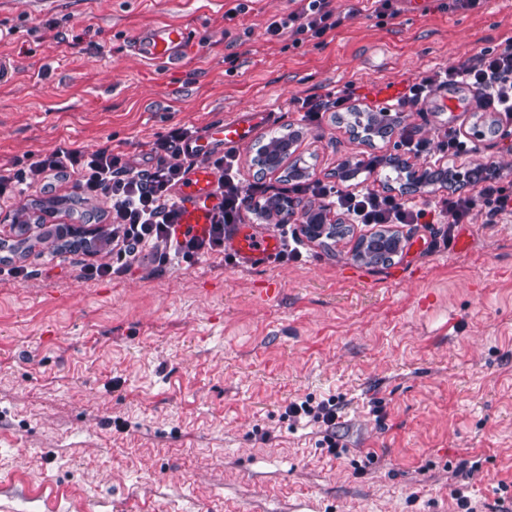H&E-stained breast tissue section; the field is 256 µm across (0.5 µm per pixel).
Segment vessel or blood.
I'll list each match as a JSON object with an SVG mask.
<instances>
[{
    "label": "vessel or blood",
    "mask_w": 512,
    "mask_h": 512,
    "mask_svg": "<svg viewBox=\"0 0 512 512\" xmlns=\"http://www.w3.org/2000/svg\"><path fill=\"white\" fill-rule=\"evenodd\" d=\"M187 43L188 36L183 28L162 24L136 39L133 49L144 60L163 61L181 55ZM274 119L271 111L239 112L188 142L185 152L193 164L177 193L180 218L176 237L204 236L221 202L216 192V173L212 166L204 163V156L220 147L228 150L240 146L250 140L258 128L269 125ZM233 247L236 256L243 261L260 262L276 254L279 242L273 236L257 238L239 230L233 235Z\"/></svg>",
    "instance_id": "obj_1"
}]
</instances>
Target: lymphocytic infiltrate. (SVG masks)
<instances>
[{
  "label": "lymphocytic infiltrate",
  "mask_w": 512,
  "mask_h": 512,
  "mask_svg": "<svg viewBox=\"0 0 512 512\" xmlns=\"http://www.w3.org/2000/svg\"><path fill=\"white\" fill-rule=\"evenodd\" d=\"M294 2V10L268 24V40L279 41L287 36L319 38L361 13L354 4L336 9L333 0ZM459 86L477 92L481 109L495 113L497 125L512 126V40L493 49H481L471 59L430 70L410 86L408 94L398 101L397 106L413 108L439 89ZM190 138L188 130H172L166 138L154 144L155 161L144 168L130 166L106 148L89 154L60 148L31 162L26 168H0V198L12 197L14 192L23 193L37 185H50L52 180L60 177L75 181L83 198L104 196L111 223L106 244L113 261L89 266L87 274L92 278L112 275L116 268L130 267L157 253L185 256L220 252L224 249L226 229L239 223L242 210L255 198L263 196L265 189L257 184L244 188L238 177L236 152H225L214 162L221 204L213 215L207 236L175 239L172 230L179 211L172 191L183 182L192 165L191 159L181 153L183 143ZM475 186L472 194H451L429 206L369 188L347 191L320 181L295 185L294 190L326 199L335 204L351 223L368 226L470 224L477 218L483 223L494 224L500 218L512 217V192L493 183L487 166L478 165Z\"/></svg>",
  "instance_id": "f902f5d3"
}]
</instances>
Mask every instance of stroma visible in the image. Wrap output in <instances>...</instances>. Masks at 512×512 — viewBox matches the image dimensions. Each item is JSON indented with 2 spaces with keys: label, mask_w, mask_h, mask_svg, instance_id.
<instances>
[{
  "label": "stroma",
  "mask_w": 512,
  "mask_h": 512,
  "mask_svg": "<svg viewBox=\"0 0 512 512\" xmlns=\"http://www.w3.org/2000/svg\"><path fill=\"white\" fill-rule=\"evenodd\" d=\"M0 0V166L58 148H101L146 164L173 128L204 133L242 109L276 112L271 131L239 146L243 185L288 187L260 173L270 133H296L307 179L371 187L425 203L447 188L406 189L408 174L484 163L512 191L500 137L447 160L438 138L469 135L474 92L445 88L404 111L427 140L368 139L349 114L372 112L414 78L512 38V0L449 10L425 0L395 16L362 14L321 39L266 41L291 0ZM54 19L62 38H45ZM187 29L182 56L147 63L135 37ZM346 96L300 122L298 103ZM73 181L5 201L0 215L46 225L49 197ZM391 262L353 258L370 226L303 239L298 261L248 263L223 253L92 279L105 248L85 254L31 234L21 277H0V512H512V217L460 224L447 241L399 224ZM335 399L336 439L292 422L291 402Z\"/></svg>",
  "instance_id": "35a3bbf8"
}]
</instances>
